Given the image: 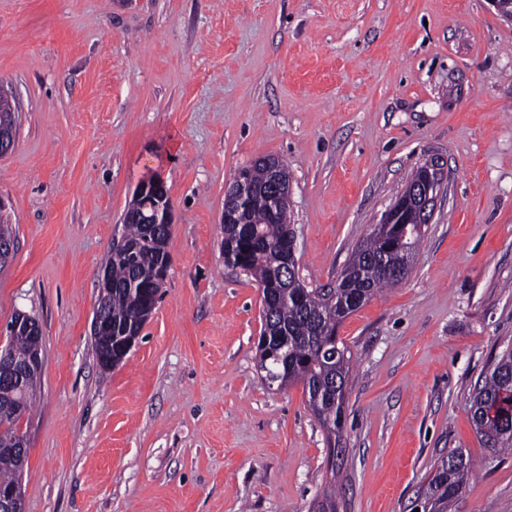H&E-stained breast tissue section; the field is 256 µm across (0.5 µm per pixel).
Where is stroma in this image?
Instances as JSON below:
<instances>
[{"instance_id":"35a3bbf8","label":"stroma","mask_w":512,"mask_h":512,"mask_svg":"<svg viewBox=\"0 0 512 512\" xmlns=\"http://www.w3.org/2000/svg\"><path fill=\"white\" fill-rule=\"evenodd\" d=\"M0 157L15 236L0 335L42 326L24 512H408L437 459L448 512H512V453L470 397L512 348V21L491 0H0ZM288 165L300 277L328 288L417 166L444 193L402 283L350 314L342 451L301 385L264 383L259 288L225 265L224 194ZM170 190L172 267L125 359L90 334L136 186ZM10 114H0V156L7 154L14 146L18 127V109L12 105ZM435 465V476L421 497L431 502L435 512H447L448 503L462 492L467 477L472 473L473 462L461 451L453 450L440 457Z\"/></svg>"}]
</instances>
